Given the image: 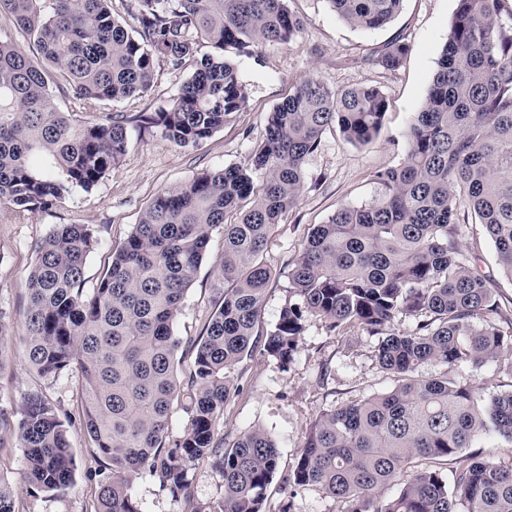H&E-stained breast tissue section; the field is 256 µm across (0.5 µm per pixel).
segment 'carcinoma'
Returning a JSON list of instances; mask_svg holds the SVG:
<instances>
[{"label": "carcinoma", "mask_w": 512, "mask_h": 512, "mask_svg": "<svg viewBox=\"0 0 512 512\" xmlns=\"http://www.w3.org/2000/svg\"><path fill=\"white\" fill-rule=\"evenodd\" d=\"M324 2L347 24L376 30L403 0ZM504 3L456 0L404 161L375 173L373 202L342 206L312 229L291 264L294 300L271 329L260 322L273 278L264 258L272 231L295 206L305 159L327 127L336 124L357 143L381 130L388 104L376 85L335 91L318 79L297 81L269 112L248 165L159 191L90 294L92 228L57 224L41 240L29 275L26 357L44 377L80 369L86 429L112 462L94 512H143L131 483L144 471L186 496L190 467L209 457L224 478V497L209 512H264L279 466L276 441L255 428L221 450L216 421L237 390L236 365L260 343L290 364L307 314L331 331L357 325L378 337V364L397 384L313 424L288 496L316 486L345 512H512V463L461 456L486 435L512 444V388L488 396L446 372L415 376L428 362L501 361L512 370V334L494 321L499 304L455 240L464 200L512 281V9ZM2 10L37 50L33 58L0 36V200L20 214L49 212L76 189L96 190L124 156L131 122L179 147L211 137L249 105L234 58L270 42L287 45L304 26L287 0H128L131 25L114 17L112 0H0ZM204 43L211 52L200 56ZM410 51L396 36L368 60L392 71ZM189 61L195 70L177 94L148 114L78 121L56 103L71 92L79 109L94 112L140 98L156 66L177 70ZM216 228L224 232L217 263L224 296L195 344L190 422L171 444L180 347L173 320ZM403 315L418 319L416 332L395 330ZM19 439L28 483L46 491L70 483L68 436L39 396L28 400ZM391 486L396 493L382 498Z\"/></svg>", "instance_id": "1"}]
</instances>
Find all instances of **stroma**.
<instances>
[{
  "mask_svg": "<svg viewBox=\"0 0 512 512\" xmlns=\"http://www.w3.org/2000/svg\"><path fill=\"white\" fill-rule=\"evenodd\" d=\"M288 6L305 20L299 37L286 47L266 46L258 58L237 57L240 75L251 92L249 106L209 139L181 148L131 124L125 156L92 194L75 192L58 208L35 215L16 214L0 203V481L11 489L15 512H92L101 481L112 473L110 462L96 455L86 431L79 399L80 372L48 379L26 359L29 273L39 242L55 225L87 224L94 229L96 243L84 267L85 287L93 289L113 251L158 191L180 186L206 170L247 163L264 133L268 111L294 82L313 77L335 90L379 86L388 110L378 135L360 145L348 141L338 127H330L305 161L297 203L276 227L265 252L273 270L261 317L266 330L293 296L289 265L314 226L326 223L340 206L372 202L379 193L375 172L403 162L408 149L405 134L425 100L455 0H404L394 21L375 31L349 26L325 0H288ZM397 35L411 46L402 66L390 72L369 64L371 51ZM192 72L189 64L178 71L159 66L151 94L112 104L111 110L156 111L174 97ZM458 240L495 291L501 329H512V282L501 276L489 237L481 226L462 224ZM223 250V231L212 230L208 253L173 323V332L182 341L176 369L183 382L194 357L190 345L201 337L224 294L216 268ZM377 343V338L356 327L329 331L321 317L310 314L290 365L281 366L257 349L236 366L239 390L216 424L215 440L223 448L254 427L273 436L280 458L266 490L270 506L287 499L291 512H343V503L314 486L287 498L284 481L296 465L312 424L323 413L394 387V378L377 363ZM35 394L55 408L68 433L75 470L72 482L61 490L36 488L21 476L19 425L28 398ZM189 478L190 493L185 498H173L157 478L146 473L134 479L131 492L143 512H193L197 507L216 506L223 498L224 480L211 460L196 462Z\"/></svg>",
  "mask_w": 512,
  "mask_h": 512,
  "instance_id": "stroma-1",
  "label": "stroma"
}]
</instances>
